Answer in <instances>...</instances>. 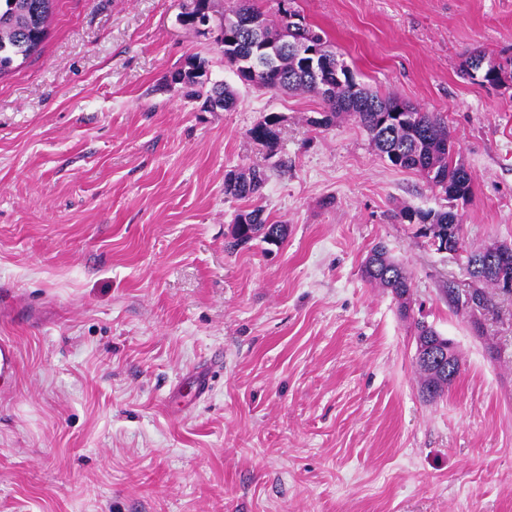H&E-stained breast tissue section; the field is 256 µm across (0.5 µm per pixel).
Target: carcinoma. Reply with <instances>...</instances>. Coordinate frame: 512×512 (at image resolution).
Returning a JSON list of instances; mask_svg holds the SVG:
<instances>
[{
  "mask_svg": "<svg viewBox=\"0 0 512 512\" xmlns=\"http://www.w3.org/2000/svg\"><path fill=\"white\" fill-rule=\"evenodd\" d=\"M55 2L57 0H0V75L10 71L16 60L27 59L41 51ZM290 13L292 10H284L281 22L272 25L255 0L233 2L229 13L224 15L220 43L224 61L238 79L246 85L270 91L302 92L318 97L324 103V110L322 117L315 121L317 126L328 128L341 118L352 117L392 166L419 172L431 188L448 200L467 199L471 194L472 176L463 163L453 160L451 132L437 114L422 112L395 96H381L358 83L349 66L326 49L321 32L305 24L298 28L297 36L318 48L320 58L330 60L333 65L325 81L326 90L318 93L305 78L301 61L288 53L260 50L240 25V21L249 15L263 30L265 43H279L288 36L286 18ZM471 56L488 58L485 70L468 74L471 79L493 86H504L512 80V72L501 62L487 57L485 52L475 50ZM207 66L205 59L190 57L175 76L180 91L188 98L204 99L213 110H231L236 103V91L227 84L209 82ZM279 122L278 116L267 115L248 130V136L273 149L278 139ZM267 179V171L261 168L230 171L224 177V196L236 200L256 199L261 196ZM397 218L407 224L420 225L423 236L443 243L448 240V225L454 223L458 215L445 208H403ZM272 235L284 240L287 225L270 222L264 216V209L256 206L237 215L228 247L234 249L257 238L272 245ZM361 273L367 281L390 291L398 301L400 312L407 314L412 275L404 264L395 260L386 246L378 244L370 249ZM414 338L419 347L436 343L451 352L453 369L460 371L454 341L434 326L424 321L416 322ZM416 366L425 397L435 399L448 391L450 384L445 371L419 358Z\"/></svg>",
  "mask_w": 512,
  "mask_h": 512,
  "instance_id": "cac0c4a2",
  "label": "carcinoma"
}]
</instances>
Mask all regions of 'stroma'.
I'll list each match as a JSON object with an SVG mask.
<instances>
[{
	"instance_id": "stroma-1",
	"label": "stroma",
	"mask_w": 512,
	"mask_h": 512,
	"mask_svg": "<svg viewBox=\"0 0 512 512\" xmlns=\"http://www.w3.org/2000/svg\"><path fill=\"white\" fill-rule=\"evenodd\" d=\"M192 0H57L41 54L0 79V512H512V297L482 330L450 305L473 281L400 208L448 202L372 147L318 129L311 95L239 83ZM360 84L437 113L473 194L466 249L512 243V85L463 74L512 59V0H296ZM192 55L237 92L206 112L171 87ZM281 116L276 153L248 130ZM266 169L259 201L224 175ZM262 206L267 250L226 244ZM384 244L412 316L368 283ZM461 374L425 401L413 319ZM207 377L206 392L197 380ZM18 364V350L9 339H0V382L12 378Z\"/></svg>"
}]
</instances>
